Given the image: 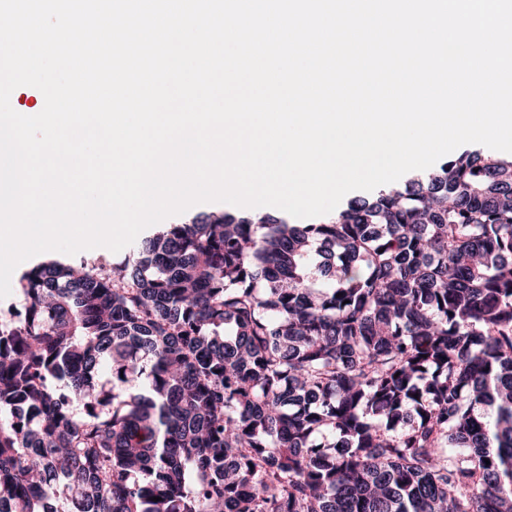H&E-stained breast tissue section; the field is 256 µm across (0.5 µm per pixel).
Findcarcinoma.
Instances as JSON below:
<instances>
[{
  "instance_id": "obj_1",
  "label": "carcinoma",
  "mask_w": 512,
  "mask_h": 512,
  "mask_svg": "<svg viewBox=\"0 0 512 512\" xmlns=\"http://www.w3.org/2000/svg\"><path fill=\"white\" fill-rule=\"evenodd\" d=\"M20 282L0 512H512V156Z\"/></svg>"
}]
</instances>
